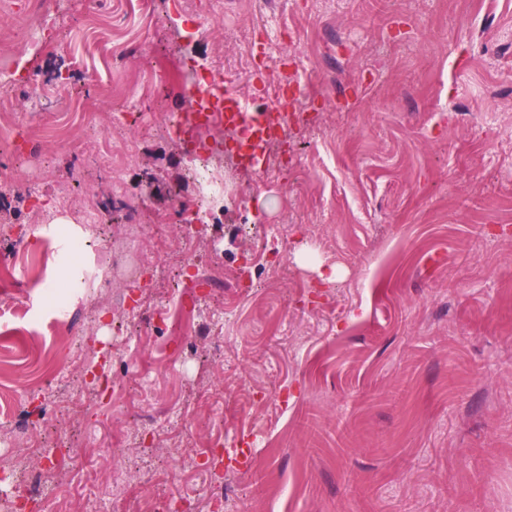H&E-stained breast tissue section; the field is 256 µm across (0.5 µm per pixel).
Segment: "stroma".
<instances>
[{
  "mask_svg": "<svg viewBox=\"0 0 512 512\" xmlns=\"http://www.w3.org/2000/svg\"><path fill=\"white\" fill-rule=\"evenodd\" d=\"M145 28L128 0H100L101 32L134 53L82 54L81 0H0V87L19 120L0 169V257L17 253L72 282L86 258L50 257L34 213L74 223L93 202L112 281L73 318L85 365L55 354L42 397L0 420L43 412L78 456L39 488L47 512H141L153 499L208 512L210 486L194 460L221 445L249 454V471L224 467L225 512H512V0H154ZM39 26H32V17ZM31 27L40 51L10 36ZM152 54L187 62L207 81L216 57L241 99L275 111L296 86L299 120L282 169H237L227 132L203 139L230 201L203 236L180 244L196 194L186 138L166 131L178 92L129 104L121 89ZM26 72L43 87L29 95ZM66 80H58V73ZM70 106L72 141L41 135ZM134 148L121 184L94 163L104 139ZM74 208L56 213L58 183ZM166 223H156L157 215ZM316 226L328 242L313 250ZM154 238L152 288L132 287L122 245L131 229ZM283 241L272 286L254 277L263 235ZM196 325L176 367L157 378L176 404L107 415L109 392L84 370L140 393V372L161 354L158 305ZM124 326L126 347L112 345ZM22 326L0 335L10 361L0 384L20 386ZM83 386L80 408L67 400ZM132 480L123 499L100 470L112 440Z\"/></svg>",
  "mask_w": 512,
  "mask_h": 512,
  "instance_id": "35a3bbf8",
  "label": "stroma"
}]
</instances>
